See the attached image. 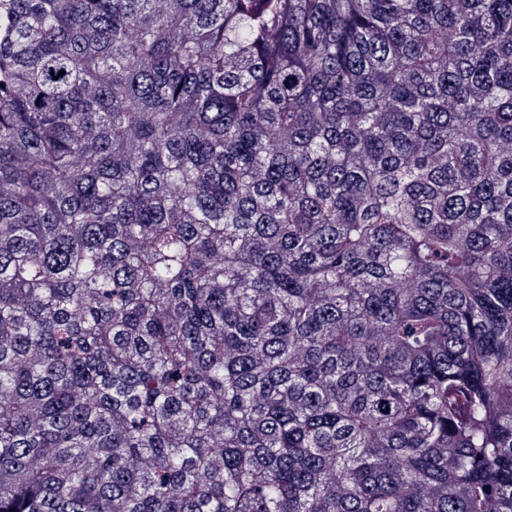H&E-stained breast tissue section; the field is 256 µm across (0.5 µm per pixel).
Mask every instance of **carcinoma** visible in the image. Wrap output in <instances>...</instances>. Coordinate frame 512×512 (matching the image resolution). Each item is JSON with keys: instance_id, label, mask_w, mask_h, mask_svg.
Instances as JSON below:
<instances>
[{"instance_id": "1", "label": "carcinoma", "mask_w": 512, "mask_h": 512, "mask_svg": "<svg viewBox=\"0 0 512 512\" xmlns=\"http://www.w3.org/2000/svg\"><path fill=\"white\" fill-rule=\"evenodd\" d=\"M0 512H512V0H0Z\"/></svg>"}]
</instances>
